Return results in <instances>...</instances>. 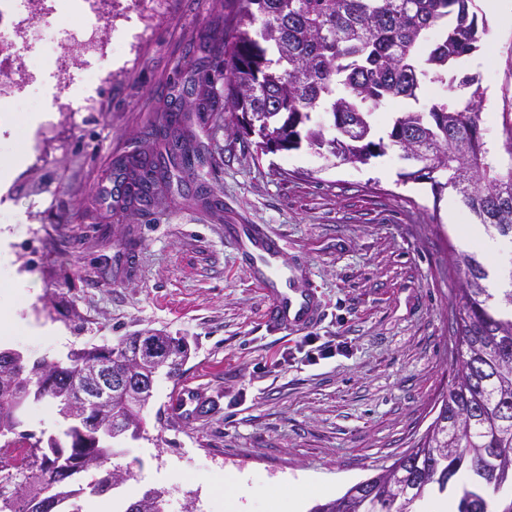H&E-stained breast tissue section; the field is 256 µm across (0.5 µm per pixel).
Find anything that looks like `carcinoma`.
Returning <instances> with one entry per match:
<instances>
[{"mask_svg":"<svg viewBox=\"0 0 512 512\" xmlns=\"http://www.w3.org/2000/svg\"><path fill=\"white\" fill-rule=\"evenodd\" d=\"M472 0H238L224 21V36H213L210 52L224 76V113L240 128L260 117L268 136L290 151L305 143L343 163L365 165L396 147L410 160L399 174L404 183L428 182L435 196L455 191L490 237L512 243V113H502L504 139L491 147L484 135V100L476 74L459 75V63L479 48L482 30ZM433 28L440 38L427 45ZM426 83L449 90L470 89L463 103L436 99L423 109L397 113L387 138L376 136L374 111L391 100L419 101ZM196 111L211 112L214 81L206 72L195 80ZM328 114L335 134L328 137L313 114ZM180 108L156 116L151 137L161 147L132 160L124 172L129 206H151L177 192L213 215L224 213L215 191L205 196L184 190L201 165L189 136L169 138L183 125ZM449 266L459 288L453 328V379L439 412L412 450L340 498L312 512H416L426 494L444 492L464 473L454 512H512V268L511 287L496 295L485 284L488 272L475 255L454 252ZM153 342L169 357L172 378L188 357L182 338L139 331L115 346L72 351L67 363L29 361L22 352L0 362V512H34L31 504L50 501L51 512H82L81 497L115 488L100 476L84 484L81 473L59 477L65 460L89 457L106 462L117 454L114 440L144 432V412L160 372L147 366L136 395L118 390L104 411H71L79 368L112 359V367L137 358ZM48 398L69 422L64 438L17 432L29 403ZM26 471L25 484L10 469ZM165 492L149 489L126 512H163Z\"/></svg>","mask_w":512,"mask_h":512,"instance_id":"1","label":"carcinoma"}]
</instances>
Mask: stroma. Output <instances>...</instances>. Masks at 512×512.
Masks as SVG:
<instances>
[{"label": "stroma", "mask_w": 512, "mask_h": 512, "mask_svg": "<svg viewBox=\"0 0 512 512\" xmlns=\"http://www.w3.org/2000/svg\"><path fill=\"white\" fill-rule=\"evenodd\" d=\"M237 8L236 0H112L110 23L93 64L102 79L83 88L79 51H57L54 92L13 100L0 151L26 161L0 193V225L13 239L14 263L39 287L18 314L68 336L14 331L5 347L33 359L66 362L69 350L114 345L142 329L185 337L189 357L175 378H160L146 432L123 437L109 470L135 479L99 496L104 512H124L150 488L165 490L164 512H225L208 478L244 477L247 512L296 493V479L319 478L339 498L409 451L436 417L452 381L450 323L457 281L448 252L482 251L485 231L452 190L404 183L396 148L368 164L328 165L308 146L257 153L253 137L223 112L184 126L207 160L200 168L224 198L215 221L183 199L150 210L103 201L116 158L142 151L155 113L178 97L199 47ZM479 49L463 68L486 94L487 141L512 110V22L485 16ZM50 120L29 132L28 113ZM46 158L33 165V147ZM228 224H259L280 236L289 263L303 266L323 317L311 332H270L267 297L224 242ZM135 241L134 253L125 245ZM332 357L309 360L312 344ZM203 385L220 406L197 422L168 407L181 384Z\"/></svg>", "instance_id": "35a3bbf8"}]
</instances>
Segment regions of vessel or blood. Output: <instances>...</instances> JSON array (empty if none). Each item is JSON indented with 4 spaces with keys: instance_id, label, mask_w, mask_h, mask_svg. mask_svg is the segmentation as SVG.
<instances>
[{
    "instance_id": "b4317fda",
    "label": "vessel or blood",
    "mask_w": 512,
    "mask_h": 512,
    "mask_svg": "<svg viewBox=\"0 0 512 512\" xmlns=\"http://www.w3.org/2000/svg\"><path fill=\"white\" fill-rule=\"evenodd\" d=\"M224 239L268 298L263 320L270 330H306L320 321L322 308L316 293L302 270L288 266L280 239L251 224L225 225ZM170 408L182 417L197 418L207 408L203 390L180 387L171 398Z\"/></svg>"
}]
</instances>
